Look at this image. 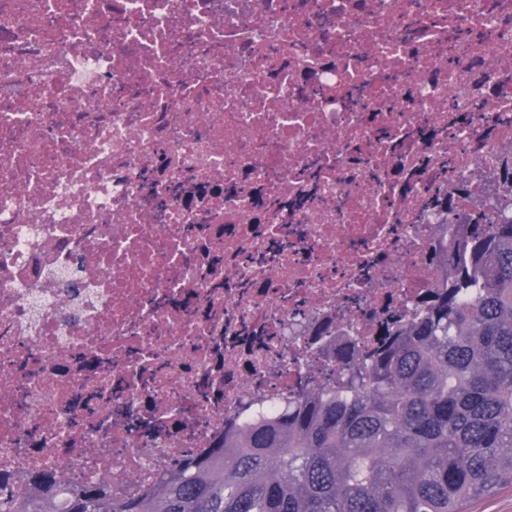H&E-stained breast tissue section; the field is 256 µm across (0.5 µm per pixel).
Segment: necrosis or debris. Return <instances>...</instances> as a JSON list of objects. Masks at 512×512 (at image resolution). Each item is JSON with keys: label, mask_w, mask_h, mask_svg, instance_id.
<instances>
[{"label": "necrosis or debris", "mask_w": 512, "mask_h": 512, "mask_svg": "<svg viewBox=\"0 0 512 512\" xmlns=\"http://www.w3.org/2000/svg\"><path fill=\"white\" fill-rule=\"evenodd\" d=\"M510 163L512 0H0V476L138 496L341 381Z\"/></svg>", "instance_id": "obj_1"}]
</instances>
